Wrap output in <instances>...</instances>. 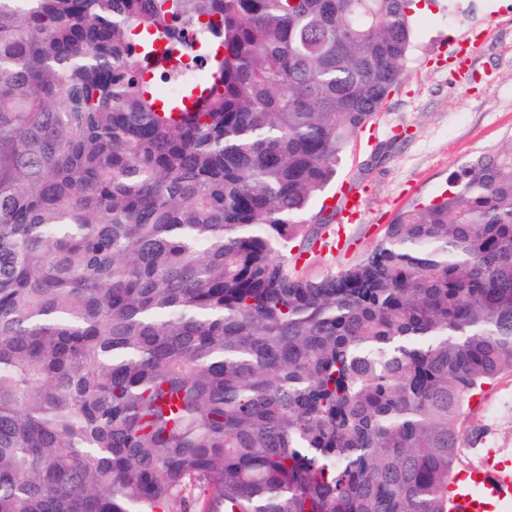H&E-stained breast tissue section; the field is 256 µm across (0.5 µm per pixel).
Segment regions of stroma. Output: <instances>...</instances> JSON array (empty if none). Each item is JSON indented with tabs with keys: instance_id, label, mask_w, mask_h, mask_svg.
I'll list each match as a JSON object with an SVG mask.
<instances>
[{
	"instance_id": "1",
	"label": "stroma",
	"mask_w": 512,
	"mask_h": 512,
	"mask_svg": "<svg viewBox=\"0 0 512 512\" xmlns=\"http://www.w3.org/2000/svg\"><path fill=\"white\" fill-rule=\"evenodd\" d=\"M511 137L512 0H433L415 18L402 83L338 168L337 182L361 191L363 220L348 227L349 250L315 255L308 273L356 261L396 214L439 194L472 156ZM480 429L488 447L512 456V372L466 410L463 448Z\"/></svg>"
}]
</instances>
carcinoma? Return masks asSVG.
Listing matches in <instances>:
<instances>
[{
	"label": "carcinoma",
	"instance_id": "obj_1",
	"mask_svg": "<svg viewBox=\"0 0 512 512\" xmlns=\"http://www.w3.org/2000/svg\"><path fill=\"white\" fill-rule=\"evenodd\" d=\"M412 2L0 0V512H450L512 370V138L296 261ZM461 447L470 461L475 460L468 448L475 447L478 429L487 434V445L503 456H512V372H508L486 389L482 401L468 407L462 417Z\"/></svg>",
	"mask_w": 512,
	"mask_h": 512
}]
</instances>
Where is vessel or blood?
<instances>
[{
    "label": "vessel or blood",
    "instance_id": "obj_1",
    "mask_svg": "<svg viewBox=\"0 0 512 512\" xmlns=\"http://www.w3.org/2000/svg\"><path fill=\"white\" fill-rule=\"evenodd\" d=\"M328 206L341 210V223L329 237L328 250L344 251L349 243L346 224L363 215V197L349 185H341L326 200ZM452 512H512V460L486 451L479 463L465 467L448 487Z\"/></svg>",
    "mask_w": 512,
    "mask_h": 512
}]
</instances>
